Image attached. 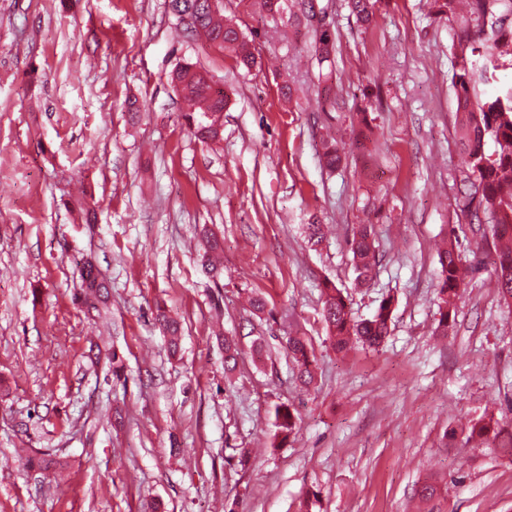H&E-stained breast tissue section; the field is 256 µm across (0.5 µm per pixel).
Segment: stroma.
Masks as SVG:
<instances>
[{"mask_svg":"<svg viewBox=\"0 0 512 512\" xmlns=\"http://www.w3.org/2000/svg\"><path fill=\"white\" fill-rule=\"evenodd\" d=\"M314 4L336 37L340 110L318 90L310 34L258 0H224L254 40L249 72L168 0H0V512H512V457L465 433L486 414L512 430V305L484 223L459 208L448 23L430 0H384L368 27L346 0ZM185 59L231 94L209 145L187 133L170 80ZM329 137L343 152L332 172ZM311 222L329 227L315 248ZM362 224L379 262L359 286ZM208 229L223 242L215 275ZM449 238L476 269L444 336ZM87 260L109 287L98 317L76 299ZM326 279L360 319L397 297L382 347L334 349ZM159 304L181 321L178 352ZM295 334L315 350L308 388L284 352ZM228 336L242 349L230 373ZM283 403L299 417L285 442ZM21 448L61 470L23 468ZM275 424L277 436L286 441L290 436L296 435L298 418L288 405L282 404L275 409Z\"/></svg>","mask_w":512,"mask_h":512,"instance_id":"stroma-1","label":"stroma"}]
</instances>
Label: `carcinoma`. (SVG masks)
<instances>
[{
  "instance_id": "carcinoma-1",
  "label": "carcinoma",
  "mask_w": 512,
  "mask_h": 512,
  "mask_svg": "<svg viewBox=\"0 0 512 512\" xmlns=\"http://www.w3.org/2000/svg\"><path fill=\"white\" fill-rule=\"evenodd\" d=\"M378 0H348V7L356 19L371 25L376 16ZM294 6L301 15L297 24L310 28L314 36V55L322 70L323 88H331L336 39L330 27L313 22L315 11L310 0H295ZM170 11L190 13L193 22L186 26L191 34L202 36L219 49H229L239 65L251 69L256 62L254 47L234 25L225 22L224 8L217 4L212 9L211 0H170ZM435 17L448 21L452 31L449 51L453 58L451 87L455 101L456 138L459 155L465 165L473 192L464 196L463 209L478 200L474 212L488 217L489 235L495 244L496 266L494 277L499 294L506 302L512 301V85L502 86L497 92L486 88L498 83V72L512 68V0H432ZM203 70L185 60L177 64L171 75L173 83L180 87L184 109L182 118L188 133L202 143L219 140L222 131L219 115L229 104L230 95L214 96L206 84ZM493 140L496 149L487 153V140ZM342 156L336 144L325 142L322 153L323 165L336 168ZM356 279L360 284L370 280L377 263L371 230L361 226L350 243ZM440 265L438 288V329L443 335L453 328L457 300L473 265L463 261L453 243L439 251ZM81 300L101 313L105 284L99 280L92 264L80 270ZM323 303L322 317L334 347L345 352L355 344L368 348L380 346L390 333L395 309V297H383L374 313L367 319L353 316L348 293L325 280L320 285ZM155 321L170 347L180 344L179 324L165 311L157 310ZM289 361L297 368V379L308 387L314 382L313 363L315 352L304 336H287L285 344ZM241 349L233 336L224 337V370L235 369ZM277 436L285 441L297 433L298 418L289 406L282 404L275 409ZM504 431L492 416H483L467 427L468 438H481L486 445L496 446Z\"/></svg>"
}]
</instances>
